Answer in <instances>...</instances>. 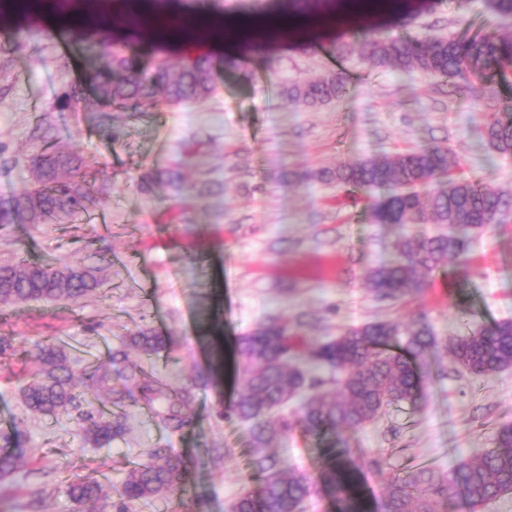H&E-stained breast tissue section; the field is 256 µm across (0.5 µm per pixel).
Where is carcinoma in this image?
Segmentation results:
<instances>
[{"label": "carcinoma", "mask_w": 512, "mask_h": 512, "mask_svg": "<svg viewBox=\"0 0 512 512\" xmlns=\"http://www.w3.org/2000/svg\"><path fill=\"white\" fill-rule=\"evenodd\" d=\"M195 15L168 18L158 32L167 38L191 36L199 30ZM77 32L91 33L102 58L96 87L108 104L133 100L153 105L162 99L173 105L185 104L209 95L213 89L211 60L199 57L173 74L164 64L148 69L124 54L111 37L107 18L90 23L85 15L71 19ZM341 53L358 54L375 67L418 70L432 77L453 79L512 60V41L494 35L470 40L447 37L418 39L368 38L356 48L337 47ZM121 71L125 78L113 80ZM345 92L342 76L328 74L307 82H288L282 93L291 102L307 106L327 104ZM484 136L496 152L512 155V113L486 115ZM31 162L39 171V185L10 198L0 199V230L12 224L47 222L62 216L86 212L98 203L97 191L84 170L83 161L59 151H44ZM299 179H318L347 187L372 189L387 187L391 194L371 207L378 224H419L429 214L448 232L435 236H403L396 245L395 258L370 272L374 297L397 302L420 294L426 275L445 258H457L467 248L468 231L503 224L512 215V194L497 191L478 181L454 178L448 173V152L439 147H423L400 153L391 159H362L315 172L305 171ZM101 285L88 272L68 268L42 267L33 270L25 261L0 264V305L28 301L61 302L75 300ZM307 322L299 316L293 331L271 316L249 335L237 339L232 350L236 370L244 376L243 393L220 415L250 424L257 448H266L293 423L284 419L273 428L270 412L308 390L297 423L311 432L335 433L340 429L362 428L391 406L407 402L416 405L424 379L421 362L443 348L453 362L475 377L512 368V321L496 322L465 336L442 342L424 321L403 326L393 322H372L344 331L321 342L303 337ZM171 340L148 329L125 337L124 347L110 351L107 362L90 371L88 379L106 400L121 403L130 399L153 411L161 422L178 431L189 425L184 409L190 392L171 385L165 378L147 372L141 363L130 360L126 348L146 356L169 349ZM42 369L33 374L22 389L28 410L56 415L75 407L72 376L62 346H38ZM338 373L332 387L323 390V381L303 369L299 360ZM119 383H113V379ZM125 415L106 416L94 410L83 421L90 439L109 445L124 431ZM0 477L14 472L18 456L8 450L10 437L0 438ZM494 447L478 457L462 459L448 472L417 468L388 484L383 512H448L456 494L464 496L469 512H477L498 496L512 493V425L501 427ZM263 474L260 487L240 496L232 512H302L314 492V481L304 472L279 467L275 457L262 455L255 461ZM184 459L168 454L164 462L140 463L127 473L120 499H157L178 487L185 475ZM322 486L336 495L338 512H362L360 498L345 461L322 472ZM68 495L78 505H94L103 497V484L86 476L68 485Z\"/></svg>", "instance_id": "obj_1"}]
</instances>
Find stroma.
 <instances>
[{"label": "stroma", "mask_w": 512, "mask_h": 512, "mask_svg": "<svg viewBox=\"0 0 512 512\" xmlns=\"http://www.w3.org/2000/svg\"><path fill=\"white\" fill-rule=\"evenodd\" d=\"M221 31L160 41L150 0L129 10L109 0L112 35L143 65L172 70L201 55L214 68L211 95L184 105L105 107L94 76L100 62L69 23L0 0V197L38 183L31 155L51 147L91 163L100 189L89 212L58 224H16L0 231V262L98 265L99 292L60 305L0 307V432L20 430L17 470L0 478V512H79L66 482L94 472L112 503L127 471L149 451L174 450L186 461L182 484L165 498L128 503L126 512H230L261 477L246 424L221 417L244 378L208 382L214 343L231 352L237 339L271 315L293 322L306 314L305 335L321 341L373 321L424 318L440 340L512 319V223L471 236L464 260L441 261L418 297L376 300L369 272L390 260L405 235H435L425 220L399 227L374 223L369 204L384 188L347 190L294 180V173L362 158H391L422 146L448 151L451 173L512 193V156L483 138L486 114L512 107L507 78L467 73L469 92L419 72L374 69L358 55L337 54L340 42L364 37L472 38L512 36V15L493 0H348L331 16H296L286 0H209ZM342 74L346 90L315 108L280 93L289 81ZM495 91L483 93L484 84ZM81 94L76 110L60 96ZM180 168L179 203L160 174ZM223 189L193 197L198 180ZM141 329L172 337L171 351L147 369L191 393V422L174 432L138 406L125 409V432L98 447L84 437L80 414L111 406L84 376L105 363L124 336ZM60 342L74 373L77 411L48 417L27 411L21 387L35 371L36 343ZM417 405L390 407L378 421L320 437L294 425L269 454L280 467L319 478L327 447L352 468L365 512H380L389 481L414 467L445 471L492 447L495 431L512 425V368L473 378L446 352L430 356Z\"/></svg>", "instance_id": "1"}]
</instances>
